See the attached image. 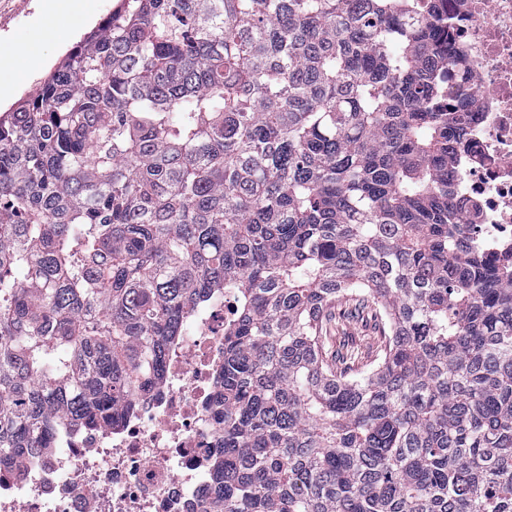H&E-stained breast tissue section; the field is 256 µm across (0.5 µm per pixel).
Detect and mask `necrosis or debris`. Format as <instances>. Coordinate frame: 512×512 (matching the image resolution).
I'll return each mask as SVG.
<instances>
[{
  "label": "necrosis or debris",
  "mask_w": 512,
  "mask_h": 512,
  "mask_svg": "<svg viewBox=\"0 0 512 512\" xmlns=\"http://www.w3.org/2000/svg\"><path fill=\"white\" fill-rule=\"evenodd\" d=\"M454 46L445 94L466 115L450 157L455 200L480 217L468 237L512 255V0H441ZM220 298L197 311L167 348L162 379L113 423L78 426L51 447L0 469V512H197L217 434L224 361Z\"/></svg>",
  "instance_id": "1"
}]
</instances>
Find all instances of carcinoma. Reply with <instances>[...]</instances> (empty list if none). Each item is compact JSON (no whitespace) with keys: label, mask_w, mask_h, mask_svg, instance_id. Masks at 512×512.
Here are the masks:
<instances>
[{"label":"carcinoma","mask_w":512,"mask_h":512,"mask_svg":"<svg viewBox=\"0 0 512 512\" xmlns=\"http://www.w3.org/2000/svg\"><path fill=\"white\" fill-rule=\"evenodd\" d=\"M437 0H119L0 111V468L235 300L201 512H512V261L448 190Z\"/></svg>","instance_id":"1"}]
</instances>
